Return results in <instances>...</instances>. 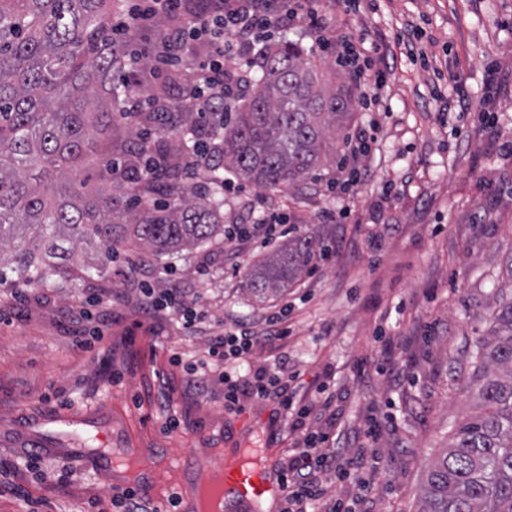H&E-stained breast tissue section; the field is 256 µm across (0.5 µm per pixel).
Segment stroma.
<instances>
[{
	"label": "stroma",
	"instance_id": "obj_1",
	"mask_svg": "<svg viewBox=\"0 0 512 512\" xmlns=\"http://www.w3.org/2000/svg\"><path fill=\"white\" fill-rule=\"evenodd\" d=\"M313 7L329 30L288 21L269 40L301 42L331 66L351 34L380 100L354 110L317 179L243 181L225 196V226L252 227L236 253L220 236L173 257L128 242L78 288L0 284V512H120L118 494L138 487L158 504L181 482L173 458L230 456L276 476L302 440L282 409L231 411L217 378L199 383L216 335L263 330L276 312L290 335L256 345L233 378L280 366L299 404L330 393L336 420L313 427L340 454L379 424L368 508L418 512L432 463L477 408L464 383L512 259V0H362L354 16L339 0ZM364 126L371 153L357 157L347 142ZM355 165L360 185L339 192ZM342 207L346 219H326ZM259 216L318 234L329 253L263 300L245 274L284 238L254 229ZM145 283L183 294L192 331L171 310L143 312ZM133 448L153 449L151 467L100 482L93 457L114 463Z\"/></svg>",
	"mask_w": 512,
	"mask_h": 512
}]
</instances>
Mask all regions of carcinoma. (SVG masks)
Returning a JSON list of instances; mask_svg holds the SVG:
<instances>
[{"instance_id":"1","label":"carcinoma","mask_w":512,"mask_h":512,"mask_svg":"<svg viewBox=\"0 0 512 512\" xmlns=\"http://www.w3.org/2000/svg\"><path fill=\"white\" fill-rule=\"evenodd\" d=\"M116 0H0V282L26 286L54 277L83 283L89 267L77 246L95 242L105 260L130 239L156 255L197 247L224 224V179L181 186L196 143L195 117L160 126L151 140L124 109L133 83L116 72L126 40L112 33ZM253 90L224 122L212 167L280 189L307 179L336 156V131L353 108L346 82L329 84L297 42L254 54ZM133 137L112 156L115 122ZM95 156L96 182L69 179ZM324 251L314 234L295 235L246 273L247 291L265 299L286 290ZM481 364L464 383L476 415L458 426L432 465L418 512H512V298L496 304Z\"/></svg>"}]
</instances>
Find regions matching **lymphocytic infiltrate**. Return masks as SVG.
<instances>
[{
  "label": "lymphocytic infiltrate",
  "instance_id": "f902f5d3",
  "mask_svg": "<svg viewBox=\"0 0 512 512\" xmlns=\"http://www.w3.org/2000/svg\"><path fill=\"white\" fill-rule=\"evenodd\" d=\"M182 0H134L127 17L118 21L116 31L139 29L157 21L166 22L161 50L150 59L153 72L170 70L182 62L178 54L184 45H193L200 57L189 67V79L178 91L176 106H159L157 116L169 121L170 110L197 112L205 117L224 114L232 101V94L242 88L245 79L239 70L225 69L226 60H249L261 34L281 19L300 20L309 28L321 30L324 18L303 0H210L205 14L193 23H180L177 17ZM264 333L239 326L216 337L208 349L211 360L234 361L244 359L259 343L274 344L284 340L289 328L278 315L268 316ZM292 379L266 370L255 372L251 379L230 387L224 400L229 406L253 398L272 399L287 412L293 428L302 429L310 415L308 409H294L291 393ZM327 434L307 435L305 447L289 457L281 470L282 488L292 506L302 507L305 500L318 495V472L335 473L338 481L366 487L359 477L355 458L338 459L326 453Z\"/></svg>",
  "mask_w": 512,
  "mask_h": 512
}]
</instances>
